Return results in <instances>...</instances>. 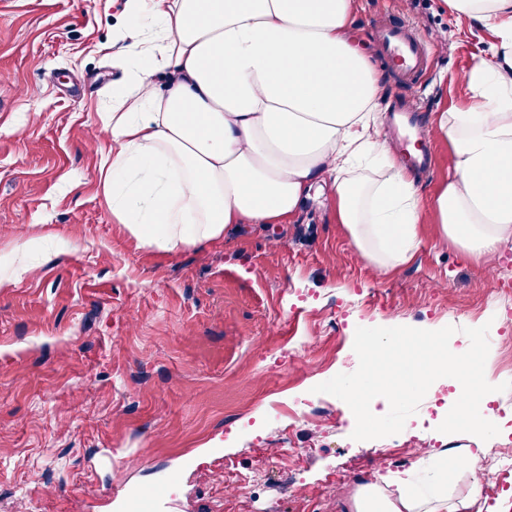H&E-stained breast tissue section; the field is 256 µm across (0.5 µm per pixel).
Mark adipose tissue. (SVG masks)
I'll list each match as a JSON object with an SVG mask.
<instances>
[{"label": "adipose tissue", "mask_w": 512, "mask_h": 512, "mask_svg": "<svg viewBox=\"0 0 512 512\" xmlns=\"http://www.w3.org/2000/svg\"><path fill=\"white\" fill-rule=\"evenodd\" d=\"M492 30L467 109L434 129L452 171L429 209L446 239L494 267L512 244V0H443ZM356 0H124L122 84L103 113L99 189L118 223L162 252L223 240L234 224H288L326 185L337 223L380 270L408 261L425 209L377 112L387 87L355 27ZM362 487L355 512H416Z\"/></svg>", "instance_id": "adipose-tissue-1"}]
</instances>
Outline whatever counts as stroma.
I'll return each mask as SVG.
<instances>
[{
  "instance_id": "35a3bbf8",
  "label": "stroma",
  "mask_w": 512,
  "mask_h": 512,
  "mask_svg": "<svg viewBox=\"0 0 512 512\" xmlns=\"http://www.w3.org/2000/svg\"><path fill=\"white\" fill-rule=\"evenodd\" d=\"M122 6L0 0V512H121L123 495L163 483L160 512H350L358 484L326 482L353 470L396 496L345 402L303 412L293 399L357 369V328L452 326L457 346L464 328L499 322L483 261L428 210L412 257L377 270L319 194L290 224H238L198 250L139 247L96 180L99 114L123 76L103 48ZM381 23L416 28L430 52L415 83L384 69L387 102L418 100L426 129L469 106L490 30L440 0H357L376 63ZM430 143L435 169L414 177L425 204L452 168L448 141ZM452 391L431 385L417 431L462 454L492 448L439 432ZM107 449L112 465L97 466Z\"/></svg>"
}]
</instances>
